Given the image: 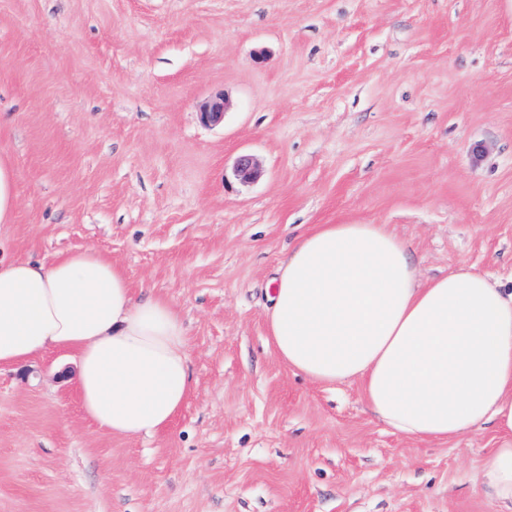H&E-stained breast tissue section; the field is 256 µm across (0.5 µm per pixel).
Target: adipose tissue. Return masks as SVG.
<instances>
[{
    "mask_svg": "<svg viewBox=\"0 0 512 512\" xmlns=\"http://www.w3.org/2000/svg\"><path fill=\"white\" fill-rule=\"evenodd\" d=\"M272 285L268 334L289 369L322 385L359 383L370 412L416 440L493 424L502 444L480 482L512 510V290L468 265L420 280L384 224L315 225ZM55 350L76 351L82 408L118 436L163 430L191 390L179 313L136 297L101 253L0 258V367Z\"/></svg>",
    "mask_w": 512,
    "mask_h": 512,
    "instance_id": "adipose-tissue-1",
    "label": "adipose tissue"
}]
</instances>
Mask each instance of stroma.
<instances>
[{
	"label": "stroma",
	"mask_w": 512,
	"mask_h": 512,
	"mask_svg": "<svg viewBox=\"0 0 512 512\" xmlns=\"http://www.w3.org/2000/svg\"><path fill=\"white\" fill-rule=\"evenodd\" d=\"M0 150V255L100 252L179 312L192 372L127 439L85 415L73 353L1 369L0 512H502L493 426L396 434L358 384L284 365L266 313L316 224L512 281V0H0ZM17 193L8 161L0 151V224L13 222Z\"/></svg>",
	"instance_id": "35a3bbf8"
}]
</instances>
